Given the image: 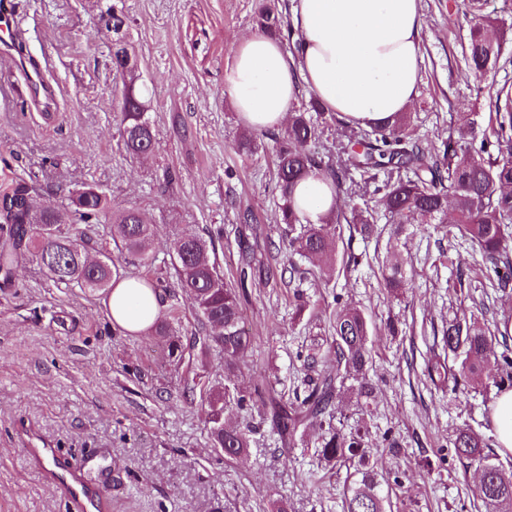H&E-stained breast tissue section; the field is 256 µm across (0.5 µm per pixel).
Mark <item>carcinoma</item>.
<instances>
[{
  "instance_id": "cac0c4a2",
  "label": "carcinoma",
  "mask_w": 512,
  "mask_h": 512,
  "mask_svg": "<svg viewBox=\"0 0 512 512\" xmlns=\"http://www.w3.org/2000/svg\"><path fill=\"white\" fill-rule=\"evenodd\" d=\"M487 0H465V15L470 30L464 47L469 71L486 75L499 68L501 42L494 39L487 26ZM101 32L110 40L112 55L122 58V88L115 103L121 114L120 135L125 151L140 157L154 149L149 106L137 86V61L127 43L128 19L110 8ZM259 27L271 34L287 33L295 49L301 38L294 28H285L283 11L273 0H264L257 8ZM494 110L489 113V129L481 128L479 114L467 118L462 130L450 132L433 151L423 148L414 138L408 113L398 114L392 123L362 128L351 144V166L367 181L384 170L387 179L378 190L394 224H441L453 208L454 219L448 233L466 237L477 247L489 270L500 276V269H512L506 242L512 237V86L503 84L494 93ZM344 121L327 112L312 98L289 112L288 129L283 137H273L276 157L277 189L281 200V223L285 224L289 254L333 265L338 254L344 266L358 265L352 252L339 251V243L354 232L371 235L378 232L367 207L354 210L347 217L335 211L323 224H303L294 210L296 184L310 174H324L333 180L336 196L344 192L349 172L334 165L331 156H321L306 149L323 136L325 128ZM37 187L20 180L0 194V286L12 284L18 257L39 245L35 257L47 277L56 285L112 291V279L121 278L118 265L109 252L95 250L90 239L77 228L79 224L112 225V241L124 258L149 266L153 261L154 225L137 209L115 213L106 194L93 184L75 189L69 202L34 204ZM72 224L71 232L61 225ZM219 237L210 233L183 231L170 243V261L177 285L193 297L197 312L211 333L204 347L224 351V393L201 396L207 406L205 422L213 447L224 449V458L234 460L250 448L252 425H230L224 413L231 404L245 410L261 402L269 406L282 441L292 443L305 429L315 426L322 433L319 456L332 465H365L366 444L360 431L346 432L334 424L332 404L341 390L349 391L360 408L365 409L375 396L376 384L369 377L368 347L370 325L356 308L341 304L333 294L336 315L324 352L305 358L311 372L304 380L305 396L298 402L284 403L273 389L256 386L249 394L231 389L238 361L251 345V336L243 326V308L239 289L224 281L217 264ZM390 291L408 287L403 264L394 260L382 270ZM492 334L467 320L453 319L442 336L441 352L427 363L431 382L443 387L458 384L459 379L488 362ZM500 382L512 381V353L504 350L494 359ZM456 459L476 464L481 479L474 496L486 512H512V472L506 473L495 462L490 445L468 428L460 429L449 441ZM361 479L344 498L343 512H386V500L379 491L375 474L361 470Z\"/></svg>"
}]
</instances>
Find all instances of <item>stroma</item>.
Returning a JSON list of instances; mask_svg holds the SVG:
<instances>
[{"label": "stroma", "mask_w": 512, "mask_h": 512, "mask_svg": "<svg viewBox=\"0 0 512 512\" xmlns=\"http://www.w3.org/2000/svg\"><path fill=\"white\" fill-rule=\"evenodd\" d=\"M15 2L21 33L0 50L12 61L0 76V190L23 179L62 200L81 184H97L113 209L136 208L152 221L162 261L174 233L223 228L217 260L225 276L235 274L241 253L252 257L244 311L252 348L236 386L292 393L303 354L328 334L331 310L309 284L306 309L296 313L287 282L272 281L283 261L272 148H238L243 124L224 73L235 43L257 29L258 0ZM112 4L129 19L150 103L155 148L140 159L122 146L113 107L122 78L98 31ZM486 11L504 24V54L500 69L479 81L463 60V0L422 2L420 82L410 107L422 146L447 137L462 114H489L488 88L512 82V0H488ZM28 59L41 63L54 90L48 102L10 89L26 81ZM365 204L382 234L354 236L358 268L331 272L299 262L331 277L343 301L373 325L375 398L363 410L341 394L337 418L344 430L366 428L369 467L391 512H476V469L445 459L442 450L461 428L494 440L495 370L484 368L453 393L431 383L426 365L454 316L492 330L512 321V279L492 286L479 251L445 225L408 224L393 235L374 183H355L342 196L344 211ZM393 255L410 281L397 295L378 269ZM14 278V287L0 288V512H78L53 473L62 464L82 466L102 448L111 451L112 469L100 482V512H342L355 480L346 468L321 465L317 432L289 447L263 422L247 454L230 465L213 448L185 392L195 379L221 391L224 357L203 351L204 329L187 294L163 300L173 308L170 336L182 346L181 358L172 359L167 338L118 329L105 293L54 287L35 257L19 259ZM388 434L400 441L399 456L384 447ZM43 445L54 455L34 456Z\"/></svg>", "instance_id": "35a3bbf8"}]
</instances>
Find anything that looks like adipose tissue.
Segmentation results:
<instances>
[{"label": "adipose tissue", "mask_w": 512, "mask_h": 512, "mask_svg": "<svg viewBox=\"0 0 512 512\" xmlns=\"http://www.w3.org/2000/svg\"><path fill=\"white\" fill-rule=\"evenodd\" d=\"M422 0H297L292 24L303 49L256 31L233 49L224 84L248 128H282L302 91L347 123L367 126L407 111L417 94ZM299 214L317 224L336 204L327 176L298 183ZM113 323L130 334L147 331L160 309L158 295L139 280L117 281L107 299Z\"/></svg>", "instance_id": "ef3b65f1"}]
</instances>
